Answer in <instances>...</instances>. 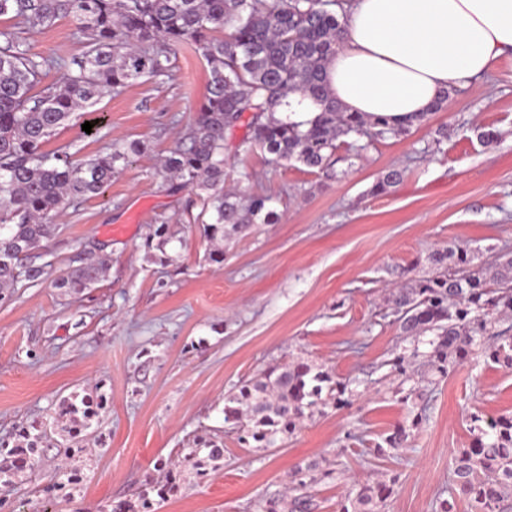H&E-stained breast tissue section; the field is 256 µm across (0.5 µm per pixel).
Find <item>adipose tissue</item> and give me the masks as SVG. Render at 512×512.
I'll list each match as a JSON object with an SVG mask.
<instances>
[{"label": "adipose tissue", "instance_id": "ef3b65f1", "mask_svg": "<svg viewBox=\"0 0 512 512\" xmlns=\"http://www.w3.org/2000/svg\"><path fill=\"white\" fill-rule=\"evenodd\" d=\"M506 58L512 0H354L326 78L346 111L400 121Z\"/></svg>", "mask_w": 512, "mask_h": 512}]
</instances>
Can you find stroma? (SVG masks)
<instances>
[{
  "label": "stroma",
  "mask_w": 512,
  "mask_h": 512,
  "mask_svg": "<svg viewBox=\"0 0 512 512\" xmlns=\"http://www.w3.org/2000/svg\"><path fill=\"white\" fill-rule=\"evenodd\" d=\"M27 42L66 63L81 51L67 17ZM206 83L204 62L179 49L169 76L100 99L98 134L75 125L49 143H76L82 159L112 140L141 139L150 150L104 196L55 217L33 257L41 281L19 283L0 301V441L31 423L45 432L35 468L0 483V512H102L118 499L134 502L155 463L169 458L181 464V489L156 512H262L272 498L290 512L280 498L297 466L313 460L335 475L311 486L312 512H338L347 493L392 474L398 481L380 512H435L448 496L453 452L470 442L469 413H512V371L487 359L488 336L447 374L399 375L393 361L412 346L399 334L389 286L400 272L427 273L438 248H466L477 265L512 254V61L455 92L408 134L345 157L334 177L269 165L260 151L229 158L226 183L271 196L280 221L226 233L220 265L206 259L201 200L158 171ZM477 125L497 139L478 140ZM443 127L452 130L445 140ZM394 166L406 168L404 182L371 195ZM162 222L173 240L161 251L146 248ZM91 256L109 260L100 282L72 295L53 288ZM296 361L347 383L348 406L324 408L276 447L240 444L224 422L225 397L270 366ZM94 389L107 405L83 432L89 455L73 507L44 492L74 445L56 412ZM398 426L404 447L379 454ZM201 436L224 444L223 467L205 477L185 460Z\"/></svg>",
  "instance_id": "obj_1"
}]
</instances>
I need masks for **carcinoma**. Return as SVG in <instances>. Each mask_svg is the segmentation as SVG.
<instances>
[{
  "label": "carcinoma",
  "mask_w": 512,
  "mask_h": 512,
  "mask_svg": "<svg viewBox=\"0 0 512 512\" xmlns=\"http://www.w3.org/2000/svg\"><path fill=\"white\" fill-rule=\"evenodd\" d=\"M350 0H0V17L16 20L0 29V300L21 282L40 281L42 271L25 262L48 238L50 219L67 207L102 196L112 178L147 152L143 140L112 142L86 160L73 159L71 145L46 150L59 131L74 126L105 93L141 80L169 75L171 55L189 47L208 70L206 94L183 140L161 158L160 169L178 188L204 197L212 210L203 234L214 243L210 262H224L217 242L244 224H275L279 214L263 194L242 195L224 188L228 136L239 126L245 133L234 146L247 157L256 149L273 165L296 161L326 172L337 162L340 139L369 140L406 134L429 114L395 123L387 117L366 119L346 112L329 94L325 68L342 36L340 17ZM74 22L83 51L70 63L36 58L23 48L25 34L45 28L60 16ZM55 69L58 79L35 91L43 73ZM311 97L318 111L301 117L290 97ZM406 177V168L386 170L371 189L385 194ZM172 238L169 225L158 224L145 242L164 246ZM431 271L400 282L393 293L400 334L414 343L427 334L431 350L424 364L441 374L448 363H465L477 340L495 324L490 312L512 314V257L494 269L473 265L468 250L445 248L429 255ZM109 259L98 257L57 278L53 287L79 294L98 282ZM502 343L488 359L512 370V336L497 332ZM347 384L321 367L297 362L271 367L242 384L224 399V422L235 425L239 440L271 448L294 434L303 421L328 405H348ZM102 401L84 396L66 400L60 416L88 426ZM471 442L453 456L448 498L436 512H456L457 501L471 512H512V414L496 418L470 416ZM406 439L397 427L377 445L397 450ZM41 432L22 428L13 445L0 443V482L10 483L32 466ZM86 449L73 448L71 463L58 472L47 491H60L69 501L81 491L80 465ZM185 460L205 475L224 460V448L200 439ZM152 490L164 499L180 488L175 465L158 461ZM318 465L296 468L291 484L304 490L333 476ZM397 477L366 485L339 503V512H378L393 493ZM149 495L138 503L119 501L105 512H153Z\"/></svg>",
  "instance_id": "cac0c4a2"
}]
</instances>
